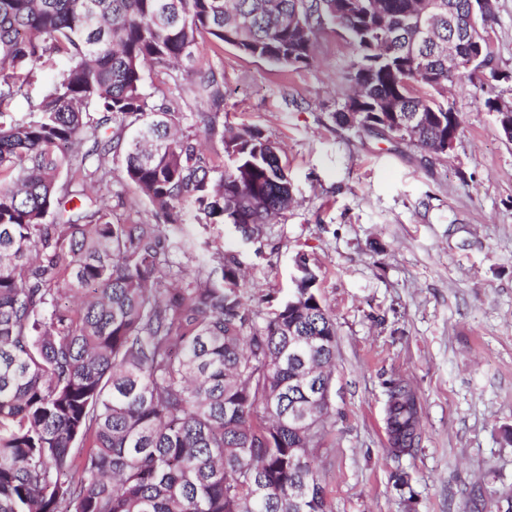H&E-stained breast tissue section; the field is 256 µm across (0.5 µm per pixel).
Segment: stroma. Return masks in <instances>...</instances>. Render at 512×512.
Listing matches in <instances>:
<instances>
[{
  "label": "stroma",
  "instance_id": "35a3bbf8",
  "mask_svg": "<svg viewBox=\"0 0 512 512\" xmlns=\"http://www.w3.org/2000/svg\"><path fill=\"white\" fill-rule=\"evenodd\" d=\"M494 64L512 101V0H495ZM224 72L223 130L261 131L279 150L293 203L246 238L186 224L161 258L185 286L201 254L235 257L248 302L269 313L306 255L336 323L330 430L310 461L330 512H497L512 489V141L468 79L448 99L462 129L447 157L340 126L354 49L329 26L314 61L284 69L231 46H200ZM113 219L152 208L112 160ZM415 393L420 440L388 452L387 389Z\"/></svg>",
  "mask_w": 512,
  "mask_h": 512
}]
</instances>
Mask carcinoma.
Masks as SVG:
<instances>
[{"mask_svg": "<svg viewBox=\"0 0 512 512\" xmlns=\"http://www.w3.org/2000/svg\"><path fill=\"white\" fill-rule=\"evenodd\" d=\"M471 0H0V116L29 76L68 61L28 116L0 121V512H328L309 457L328 433H300L302 360L332 374L336 325L300 256V296L260 318L235 261L198 260L167 288L166 228L235 225L250 237L288 210L277 148L254 129L206 154L186 120L212 137L224 73L200 42L280 67L309 65L317 34L355 48L354 94L341 125L376 122L384 101L418 115L410 141L461 130L448 122V21L470 25ZM484 74L495 79L488 38ZM150 63L161 101L145 91ZM120 158L155 223L115 224L104 181ZM408 385L388 386L389 452L419 444Z\"/></svg>", "mask_w": 512, "mask_h": 512, "instance_id": "carcinoma-1", "label": "carcinoma"}]
</instances>
